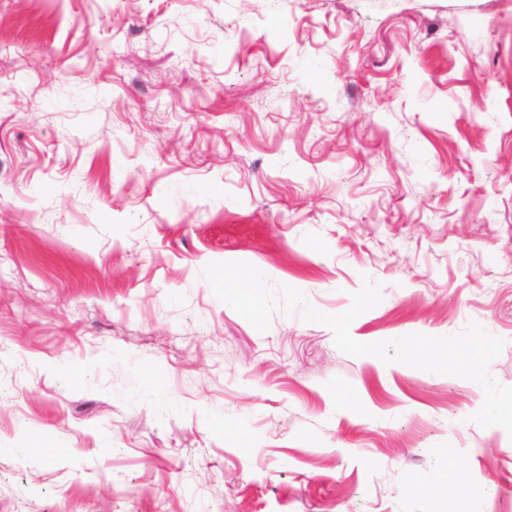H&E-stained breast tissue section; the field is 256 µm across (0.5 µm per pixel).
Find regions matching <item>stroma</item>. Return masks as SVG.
I'll list each match as a JSON object with an SVG mask.
<instances>
[{
  "label": "stroma",
  "mask_w": 512,
  "mask_h": 512,
  "mask_svg": "<svg viewBox=\"0 0 512 512\" xmlns=\"http://www.w3.org/2000/svg\"><path fill=\"white\" fill-rule=\"evenodd\" d=\"M511 161L512 0H0V512H512L481 385L202 276L381 284L356 341L473 320L512 386ZM459 479L454 474H448L445 476H439L434 478L429 487H439L444 486L448 489L451 487L455 491V499L462 500L461 508L456 511H464V512H480L481 504L483 499V492L479 490L470 489L468 491H464L463 496L460 498L458 496L459 493Z\"/></svg>",
  "instance_id": "35a3bbf8"
}]
</instances>
